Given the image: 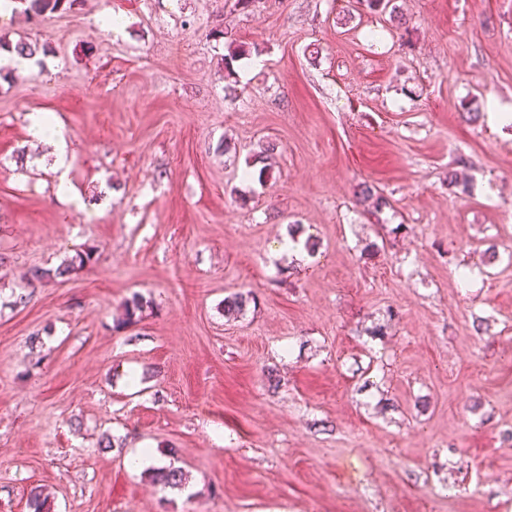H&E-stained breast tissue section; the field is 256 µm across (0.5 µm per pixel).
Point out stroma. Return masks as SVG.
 Listing matches in <instances>:
<instances>
[{
  "label": "stroma",
  "instance_id": "stroma-1",
  "mask_svg": "<svg viewBox=\"0 0 512 512\" xmlns=\"http://www.w3.org/2000/svg\"><path fill=\"white\" fill-rule=\"evenodd\" d=\"M396 6L0 14L1 40L48 48L0 79V512L35 486L53 512H512V125L490 119L512 111V0ZM33 112L85 209L57 200ZM140 446L185 485L132 466ZM29 132L38 142H52L55 146L53 172L57 174L56 195L59 199L72 203L76 198L71 195V187L67 180L66 143L57 125L42 112H33L28 116ZM93 255V250L81 251L76 253L70 260L64 261L55 269L46 268H33L30 270V276L33 279H57L65 278L72 274L77 269L82 268L87 262H90Z\"/></svg>",
  "mask_w": 512,
  "mask_h": 512
}]
</instances>
